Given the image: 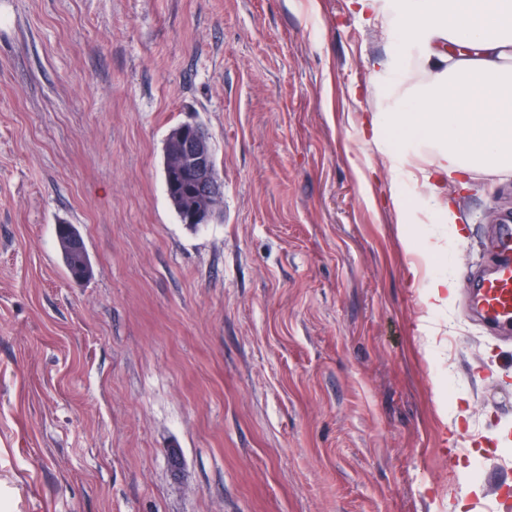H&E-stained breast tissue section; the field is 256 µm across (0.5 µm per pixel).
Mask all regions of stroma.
I'll use <instances>...</instances> for the list:
<instances>
[{
    "label": "stroma",
    "mask_w": 512,
    "mask_h": 512,
    "mask_svg": "<svg viewBox=\"0 0 512 512\" xmlns=\"http://www.w3.org/2000/svg\"><path fill=\"white\" fill-rule=\"evenodd\" d=\"M390 45L351 0H0V512H490L512 342L464 311L512 177L444 183L461 224L416 210L443 251H406L362 133ZM186 121L224 184L196 229ZM177 135L182 143V151L175 170L186 174L195 184L169 169H164V181L169 205L180 221L188 224V210L183 209L185 200L191 194H200L197 187L211 198H217L215 186L218 177L211 167V147L206 132L197 124L185 123ZM55 234L70 277L74 280H85L90 277L89 255L79 229L73 224H57ZM69 242H72L73 246L65 249V243ZM423 293V301L431 308H440L451 301L457 284L447 275L437 277Z\"/></svg>",
    "instance_id": "stroma-1"
}]
</instances>
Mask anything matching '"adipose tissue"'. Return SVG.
<instances>
[{"mask_svg":"<svg viewBox=\"0 0 512 512\" xmlns=\"http://www.w3.org/2000/svg\"><path fill=\"white\" fill-rule=\"evenodd\" d=\"M355 12L396 26L397 46L371 64L383 94L406 58L424 75L368 119L374 141L394 136L438 153L424 193L395 198L400 222L419 206L438 223H461L440 185L467 173L512 171V0H356Z\"/></svg>","mask_w":512,"mask_h":512,"instance_id":"obj_1","label":"adipose tissue"}]
</instances>
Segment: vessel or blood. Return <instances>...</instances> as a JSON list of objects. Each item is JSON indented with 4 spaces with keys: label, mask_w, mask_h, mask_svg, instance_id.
Listing matches in <instances>:
<instances>
[{
    "label": "vessel or blood",
    "mask_w": 512,
    "mask_h": 512,
    "mask_svg": "<svg viewBox=\"0 0 512 512\" xmlns=\"http://www.w3.org/2000/svg\"><path fill=\"white\" fill-rule=\"evenodd\" d=\"M497 261L488 273L478 277L466 307L468 318H475L499 337L512 339V223L496 227Z\"/></svg>",
    "instance_id": "1"
}]
</instances>
